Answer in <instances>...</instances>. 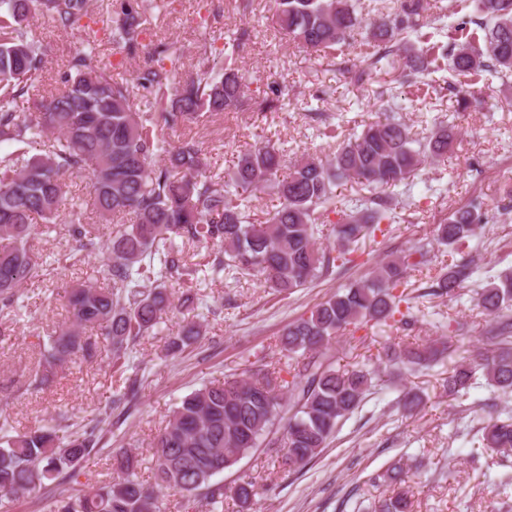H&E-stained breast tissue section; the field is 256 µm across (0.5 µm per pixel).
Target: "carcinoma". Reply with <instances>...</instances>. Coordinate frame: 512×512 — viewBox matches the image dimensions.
Here are the masks:
<instances>
[{
  "instance_id": "cac0c4a2",
  "label": "carcinoma",
  "mask_w": 512,
  "mask_h": 512,
  "mask_svg": "<svg viewBox=\"0 0 512 512\" xmlns=\"http://www.w3.org/2000/svg\"><path fill=\"white\" fill-rule=\"evenodd\" d=\"M458 2L449 0L452 25H442L448 38L442 45L422 33L428 0H390L367 19L358 12L357 0H274L273 21L288 40L316 54L360 36L373 51L342 59L339 71L363 84L371 82L374 72L395 68V81L416 88V100L424 106L428 93L421 85L444 67L458 78L448 91L466 111L481 105L473 85L483 73L512 76V0H472L473 12L464 14ZM147 10L146 0H101L98 14L106 16L112 42L128 56L142 52L139 37ZM91 12L90 0H0V312L22 309L21 287L44 275L48 258L35 256L29 240L34 220L57 223L67 177L90 176L101 218L133 217L104 239L81 209L69 211L70 235L79 250L101 251L112 259V287L78 283L67 293L71 319L43 340L42 369L28 383L35 390L75 357L94 359L100 343L112 369L124 372L134 343L159 330L172 310L166 285L196 274L183 255L186 243L219 248L207 262L212 275L237 281L258 274L263 286L278 295L343 272L366 242L388 235L401 222L395 189L411 192L424 164H444L458 140L456 126L437 118L430 132L417 136L399 117L402 101L386 88L373 92V98L388 115L336 142L332 151L304 153L282 177L283 150L267 139L240 153L219 183L206 174L200 142L185 137L168 146L164 132L195 124L207 114L252 107L278 112L293 102L288 86L276 81L267 85L261 100L249 102L238 69L226 63L223 74L215 73L210 56L224 50L205 36L197 64L181 81L176 79L183 59L178 43H156L132 78L117 79L91 66L98 43L87 34L60 76L63 90L33 104L29 116L18 112V101L46 56L31 30L34 16L46 14L59 28L74 30ZM140 100L149 111L136 110ZM351 179L364 193L336 204L335 187ZM267 190L281 205L258 223L252 202ZM511 215L512 199L506 204L475 199L437 225L434 241L448 248V263L438 270L432 294L455 298L473 273V260L454 255L485 225ZM322 224L332 225L331 245L318 243ZM430 263L422 246L385 258L367 276L337 288L309 314L289 322L280 346L296 359L291 380L280 383L258 369L181 398L152 441L153 485L140 480L136 456L124 450L112 457L116 478L86 492L66 489L78 483L81 462L112 437V426L101 420L63 433L55 426L11 431L1 424L0 498L49 486L51 512H159L156 489L165 488L181 493L188 505L204 502L219 508L227 494L245 508L255 495L253 481L226 489L212 478L262 445L277 449L290 472L315 460L376 380L373 369L333 366L328 346L347 331L373 326L404 330L417 323L424 313L407 292L409 271ZM477 303L497 323L499 347L478 360L456 362L446 386L466 396L476 387L479 372L486 386L507 395L512 392V321L507 319L512 271L488 280L477 291ZM93 330L102 342L87 336ZM200 337L201 324L186 325L166 341L165 355L185 351ZM460 342L444 334L414 347H394L388 362L399 372L430 368L450 349L461 348ZM503 414L478 416L469 455L480 450L503 458L512 454V411ZM382 478L394 483L383 512H412L402 460Z\"/></svg>"
}]
</instances>
